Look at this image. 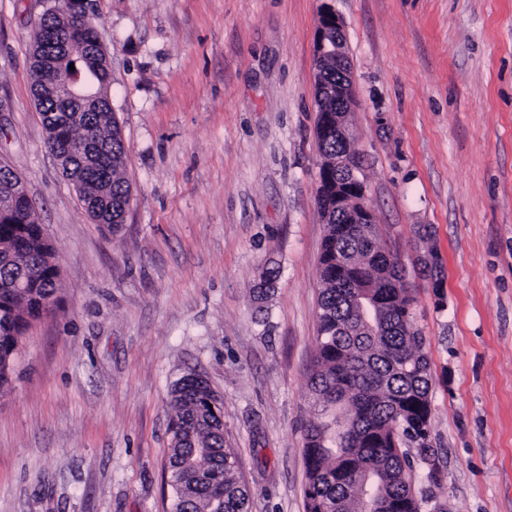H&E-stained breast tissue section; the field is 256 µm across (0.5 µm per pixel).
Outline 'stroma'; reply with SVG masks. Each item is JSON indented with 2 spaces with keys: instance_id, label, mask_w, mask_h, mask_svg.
<instances>
[{
  "instance_id": "stroma-1",
  "label": "stroma",
  "mask_w": 512,
  "mask_h": 512,
  "mask_svg": "<svg viewBox=\"0 0 512 512\" xmlns=\"http://www.w3.org/2000/svg\"><path fill=\"white\" fill-rule=\"evenodd\" d=\"M52 3L0 0V160L61 272L0 391V512H170V391L189 373L222 398L250 512H305L327 8L366 203L434 376L440 481L414 454L412 484L449 512H512V0H90L132 193L115 234L86 215L34 105L32 33ZM431 245L437 290L419 274Z\"/></svg>"
}]
</instances>
